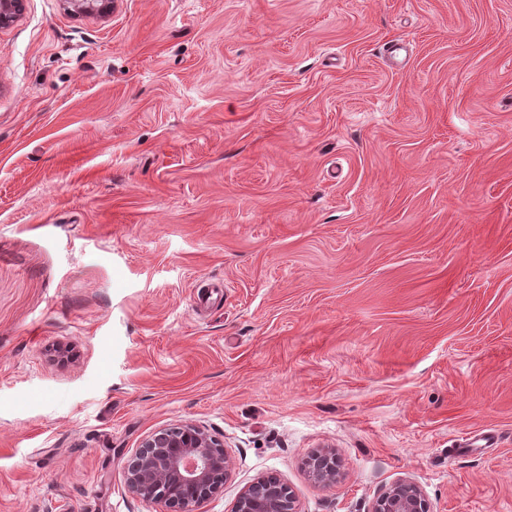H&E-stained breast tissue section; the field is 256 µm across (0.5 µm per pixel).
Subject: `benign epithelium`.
<instances>
[{
    "instance_id": "1",
    "label": "benign epithelium",
    "mask_w": 512,
    "mask_h": 512,
    "mask_svg": "<svg viewBox=\"0 0 512 512\" xmlns=\"http://www.w3.org/2000/svg\"><path fill=\"white\" fill-rule=\"evenodd\" d=\"M67 10L105 16L112 0H64ZM24 0H0V29L18 20ZM322 484L336 482V458L326 451L309 462ZM231 460L224 443L205 430L181 423L147 437L126 463L125 483L133 496L163 507V512H201L224 489ZM232 512H296L295 497L283 482L257 478L238 496ZM371 512H429L420 488L408 479L395 481L373 503Z\"/></svg>"
}]
</instances>
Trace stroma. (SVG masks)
<instances>
[{
    "mask_svg": "<svg viewBox=\"0 0 512 512\" xmlns=\"http://www.w3.org/2000/svg\"><path fill=\"white\" fill-rule=\"evenodd\" d=\"M184 422L231 459L202 512L270 472L298 512H512V0L0 29V512H161L126 460ZM314 478L322 484H333L337 478L336 458L331 451L316 456L309 462ZM420 488L408 479H398L373 503L371 512H427Z\"/></svg>",
    "mask_w": 512,
    "mask_h": 512,
    "instance_id": "obj_1",
    "label": "stroma"
}]
</instances>
